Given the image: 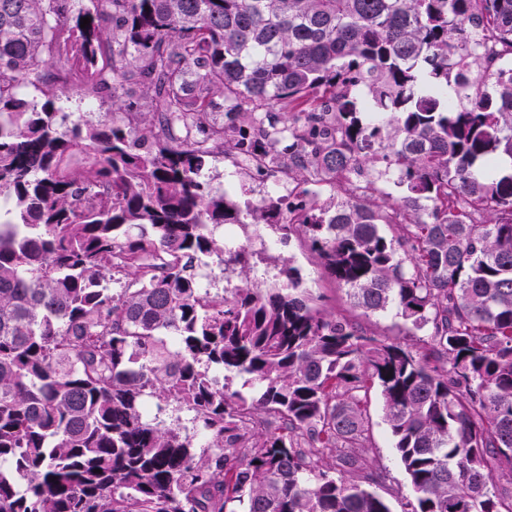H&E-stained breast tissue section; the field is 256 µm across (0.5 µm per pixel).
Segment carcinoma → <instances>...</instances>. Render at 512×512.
I'll return each mask as SVG.
<instances>
[{
  "label": "carcinoma",
  "mask_w": 512,
  "mask_h": 512,
  "mask_svg": "<svg viewBox=\"0 0 512 512\" xmlns=\"http://www.w3.org/2000/svg\"><path fill=\"white\" fill-rule=\"evenodd\" d=\"M89 2L0 0V512H391L374 386L404 512H512V0ZM482 30L506 52L489 84ZM136 76L153 111L125 121ZM67 87L112 110L67 125ZM215 153L290 202L240 207L204 179ZM378 163L392 206L351 182ZM226 224L305 238L428 353L294 267L257 280ZM215 258L243 285L202 287ZM365 409L368 421V465L381 470L385 475V482L373 487L389 501L393 512H402L405 509L406 497L411 496V491L393 448L392 437L385 423L383 401L377 387L370 390Z\"/></svg>",
  "instance_id": "carcinoma-1"
}]
</instances>
